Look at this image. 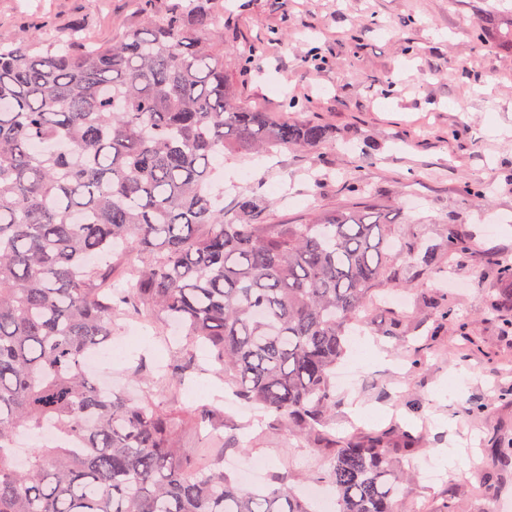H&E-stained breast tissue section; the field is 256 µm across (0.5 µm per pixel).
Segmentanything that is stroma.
<instances>
[{
  "mask_svg": "<svg viewBox=\"0 0 512 512\" xmlns=\"http://www.w3.org/2000/svg\"><path fill=\"white\" fill-rule=\"evenodd\" d=\"M511 17L512 0H224V64L240 102L330 131L313 150L225 153V210L253 188L271 224L315 211H377L403 225L410 248L432 245L436 256L425 266L410 248L396 255L407 302L377 307L365 330L388 363L345 357L353 386L337 390L333 414L304 435L225 409L234 393L211 351L193 349L180 385L169 386L175 328L127 305L112 332L126 349L105 352L98 375L132 398L139 392L130 376L150 379L190 466L260 461L254 487L282 478L298 491L318 482L338 439L379 436L399 449L409 474L396 512H439L451 493L465 512H512V473L488 478L495 448L512 442V334L487 313L508 285L501 267L512 262V54L491 46L493 26ZM140 21L135 0H0L6 35L82 26L103 40ZM353 172L368 193L351 188ZM471 184L486 188V201L467 194ZM452 232L468 240L465 252L449 254ZM431 296L451 306L466 336L429 308ZM458 375L463 387L445 394ZM356 402L371 420L353 415ZM407 432L416 438L411 453L402 450ZM453 446L462 464L441 468L440 449Z\"/></svg>",
  "mask_w": 512,
  "mask_h": 512,
  "instance_id": "stroma-1",
  "label": "stroma"
}]
</instances>
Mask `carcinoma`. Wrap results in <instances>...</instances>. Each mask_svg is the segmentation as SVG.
<instances>
[{
  "mask_svg": "<svg viewBox=\"0 0 512 512\" xmlns=\"http://www.w3.org/2000/svg\"><path fill=\"white\" fill-rule=\"evenodd\" d=\"M117 39L74 30L0 36V512H310L284 484L252 490L219 465L191 471L152 399L129 403L85 368L119 298L210 348L245 402L312 430L336 409V364L369 323L398 229L366 213L268 224L257 193L224 210L218 151L318 148L326 127L237 102L222 0H185ZM512 53V21L492 33ZM65 148L36 155L32 142ZM512 293L492 311L512 331ZM57 439L17 465L22 431ZM381 439L338 442L326 479L339 512H394L405 472Z\"/></svg>",
  "mask_w": 512,
  "mask_h": 512,
  "instance_id": "obj_1",
  "label": "carcinoma"
}]
</instances>
